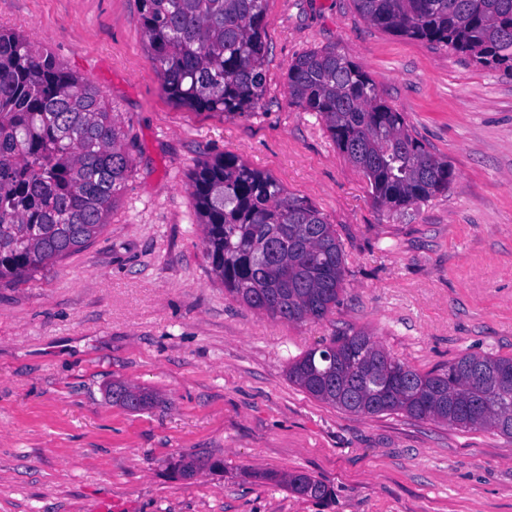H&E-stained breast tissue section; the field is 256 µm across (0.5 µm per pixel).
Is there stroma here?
Listing matches in <instances>:
<instances>
[{"label":"stroma","mask_w":512,"mask_h":512,"mask_svg":"<svg viewBox=\"0 0 512 512\" xmlns=\"http://www.w3.org/2000/svg\"><path fill=\"white\" fill-rule=\"evenodd\" d=\"M0 27L99 86L132 142L89 245L0 280V512H512V438L351 414L288 379L303 352L360 329L422 373L512 356V73L392 35L353 0H268L264 104L230 116L167 97L140 0H0ZM324 47L362 66L448 162L447 191L374 202L288 96L294 58ZM223 154L334 225L345 289L324 319L275 320L225 293L188 190ZM116 383L154 400L114 404ZM183 457L206 466L181 477ZM294 472L330 498L289 491L280 478Z\"/></svg>","instance_id":"1"}]
</instances>
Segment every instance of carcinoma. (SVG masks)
<instances>
[{
  "mask_svg": "<svg viewBox=\"0 0 512 512\" xmlns=\"http://www.w3.org/2000/svg\"><path fill=\"white\" fill-rule=\"evenodd\" d=\"M267 0H142L141 24L163 89L197 112L245 115L265 93ZM372 24L442 44L512 71V0H354ZM288 94L316 113L382 207L425 202L454 171L409 132L360 65L331 48L298 55ZM126 133L104 92L18 33L0 30V279L27 281L80 251L106 224L131 167ZM189 195L203 217L213 271L234 300L285 322L323 319L343 291L344 245L334 225L270 174L226 154L198 167ZM304 352L288 379L313 398L357 415L401 413L512 438V356L464 354L421 373L353 330L325 351ZM399 379L384 392L380 381ZM149 396L115 385L112 401ZM289 490L321 499L303 473Z\"/></svg>",
  "mask_w": 512,
  "mask_h": 512,
  "instance_id": "carcinoma-1",
  "label": "carcinoma"
}]
</instances>
